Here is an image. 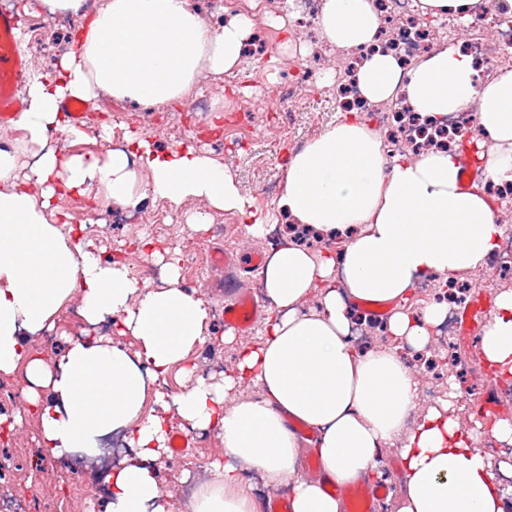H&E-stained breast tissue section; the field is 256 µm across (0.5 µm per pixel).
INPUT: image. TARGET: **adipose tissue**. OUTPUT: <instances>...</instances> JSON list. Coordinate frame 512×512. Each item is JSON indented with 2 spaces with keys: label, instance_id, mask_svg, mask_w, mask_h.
<instances>
[{
  "label": "adipose tissue",
  "instance_id": "obj_1",
  "mask_svg": "<svg viewBox=\"0 0 512 512\" xmlns=\"http://www.w3.org/2000/svg\"><path fill=\"white\" fill-rule=\"evenodd\" d=\"M380 24L374 0H322L324 39L366 51L354 83L367 106L399 98L434 120L474 107V139L489 146L481 177L512 183V68L479 80L455 42L407 68L376 49ZM252 33L241 15L205 26L188 0H107L60 70L29 83L17 118L26 149L0 150V374L23 371L28 410L54 456L94 458L112 435L125 439L128 453L100 475L102 512H173L157 463L175 422L216 433L226 457L214 481L197 485L186 512H254L242 489L245 463L267 483L287 486L288 512H343L337 495L299 476L292 421L315 430L316 455L341 483L378 477L381 449L396 447L405 483L397 512H512L498 481L512 461L474 448L451 403L415 414L417 383L401 356L425 350L431 329L448 317L443 302L418 316L404 311L417 283L483 267L506 231L482 189L460 186L455 149L391 157L372 123L348 116L294 152L276 208L335 238L336 247L276 248L261 271L264 336L239 349L223 383L201 377L176 393L163 383L205 343L208 301L175 270L161 285L141 286L127 261L102 260L75 236L68 215L51 209L55 195L100 187L127 207L147 193L175 205L203 200L263 234L267 215L223 163L193 147L158 150L134 138L90 160L57 144L76 136L59 99L102 91L165 104L183 97L200 71H236ZM312 295L318 305L309 309ZM73 300L85 323L111 321L113 336H73L53 356L30 351L24 335L54 330ZM380 303L392 307L384 324L392 343L358 349L355 311ZM479 350L486 366L512 377V290L496 296ZM252 385L258 398L244 394Z\"/></svg>",
  "mask_w": 512,
  "mask_h": 512
}]
</instances>
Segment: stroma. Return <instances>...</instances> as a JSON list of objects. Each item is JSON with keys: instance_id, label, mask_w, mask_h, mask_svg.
Listing matches in <instances>:
<instances>
[{"instance_id": "35a3bbf8", "label": "stroma", "mask_w": 512, "mask_h": 512, "mask_svg": "<svg viewBox=\"0 0 512 512\" xmlns=\"http://www.w3.org/2000/svg\"><path fill=\"white\" fill-rule=\"evenodd\" d=\"M44 3L8 0L6 5L20 19L18 39L36 75L55 71L71 39L94 14L93 8L85 6L61 25L44 16ZM252 20L255 32L263 39V48L257 54L245 53L236 72L201 74L194 88L164 112L98 94L85 103L84 138L62 143V150L99 158L108 150L122 147L130 134L149 138L161 148L195 146L224 163L252 197L255 207L269 213L271 224L286 226L287 217L275 210L277 189L283 186L286 175V156L335 122L342 109L336 95L341 73L335 51L320 56L310 50L299 53L303 41L288 5L278 4L253 14ZM305 70L313 73L315 82L305 85L290 102L291 120L282 122L280 91L285 84L300 79ZM201 103L206 106L202 112L197 109ZM105 125L111 129L107 140L100 137ZM56 206L105 257H122L130 243L149 238L153 250L130 261L132 269L140 273V283L159 285L162 265L154 252L169 249L180 269L182 284L202 293L210 304V337L192 355L200 370L217 365L231 367L239 346L262 336L265 325L260 322L250 333L236 335L234 342H223L225 325L220 312L224 293L220 286L224 270L207 263L190 270L185 262L187 252L193 249L206 254L226 251L235 259L248 250L262 249L264 237L250 234L239 214L214 210L202 200L177 206L167 203L163 206L164 222L170 230L160 235L152 223L133 222L131 211L114 207L101 196L64 195L57 198ZM440 336V331H433L424 362L411 365L418 385L417 412L447 399L448 379L457 377L461 384V394L455 401L457 415L465 425L481 423L477 448L502 456L504 448L494 441L490 428L496 419L512 421V381H504L486 369L477 347L458 340L444 347ZM490 394L495 397L497 412L491 419L479 417L478 406ZM186 441L183 452L170 455L162 471L178 507L185 503L193 486L213 478L211 464L221 454L214 435L192 433ZM93 468L88 460L66 465L53 460L35 415L25 416L18 429L0 434V499L9 502L13 512H36L39 503L47 499L56 502V512H90ZM75 485L82 489L77 498L71 494Z\"/></svg>"}]
</instances>
